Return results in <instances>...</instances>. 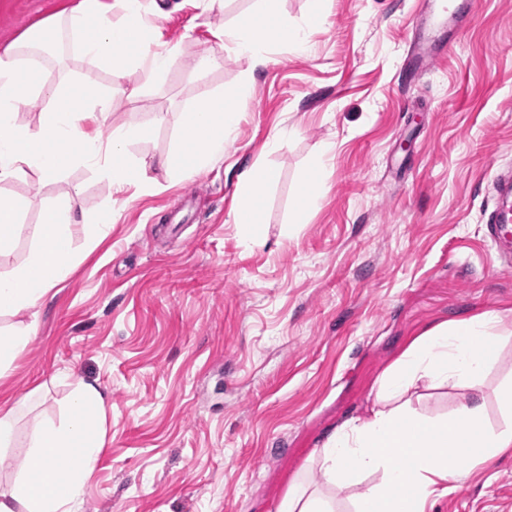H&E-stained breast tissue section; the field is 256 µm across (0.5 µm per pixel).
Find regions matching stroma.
I'll return each instance as SVG.
<instances>
[{
  "label": "stroma",
  "instance_id": "obj_1",
  "mask_svg": "<svg viewBox=\"0 0 512 512\" xmlns=\"http://www.w3.org/2000/svg\"><path fill=\"white\" fill-rule=\"evenodd\" d=\"M179 51L164 77L96 70L111 121L145 129L136 157L168 153L182 109L213 92L251 96L224 155L153 194L109 195L89 169L31 189L0 273L37 245L42 209L69 199L112 228L78 255L39 310L29 345L0 371V405L21 402L0 484L28 453L34 421L60 416L77 384L105 397L104 445L73 512H278L289 480L343 421L362 414L398 354L437 325L497 312L505 337L486 388L512 380V269L485 233L499 168H512V0H476L452 51L405 72L417 0H326L306 53L267 46L252 67L213 33L258 0H156ZM63 0H0V47ZM213 56L200 69L201 56ZM140 87L137 99L124 90ZM276 150L265 145L280 130ZM333 146L320 160L321 143ZM275 168L259 228L234 221L248 164ZM326 173L304 223L305 173ZM83 191L67 197L70 184ZM431 512H512V454L449 480Z\"/></svg>",
  "mask_w": 512,
  "mask_h": 512
}]
</instances>
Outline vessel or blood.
Segmentation results:
<instances>
[{"instance_id":"1","label":"vessel or blood","mask_w":512,"mask_h":512,"mask_svg":"<svg viewBox=\"0 0 512 512\" xmlns=\"http://www.w3.org/2000/svg\"><path fill=\"white\" fill-rule=\"evenodd\" d=\"M419 22L410 46V63L416 72H424L443 58L454 46L458 27L468 18L466 0H419ZM497 195L484 220L490 236L501 226L512 224V172L496 177Z\"/></svg>"}]
</instances>
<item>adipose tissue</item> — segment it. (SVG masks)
<instances>
[{
  "label": "adipose tissue",
  "mask_w": 512,
  "mask_h": 512,
  "mask_svg": "<svg viewBox=\"0 0 512 512\" xmlns=\"http://www.w3.org/2000/svg\"><path fill=\"white\" fill-rule=\"evenodd\" d=\"M78 0L23 32L0 50V183L32 173L33 190L73 166L93 170L111 192L155 190L150 172L187 176L203 170L224 146L240 121V101L203 95L182 113L175 148L159 157H131L129 144L142 129L108 125L111 88L88 78L47 83L44 70L64 45L89 64L111 71H139L140 87L157 82L178 53L177 44L161 41L158 23L144 0ZM323 14V0H311L303 27L291 28L272 11L219 29L237 53L252 65L265 63L264 46L277 37L296 52L306 49L305 31ZM51 103L38 128L17 119L31 100ZM240 178L243 189L235 219L256 224L265 189L277 179L274 169L254 165ZM77 218L65 203L45 207L38 245L26 263L0 274V311L37 316L40 307L75 260L72 226ZM496 313L442 324L420 336L395 361L364 416L345 421L317 454L309 456L324 483L290 482L280 512H336L333 490L350 491L352 512H428L431 499L448 489L449 478L464 480L485 461L512 452V422L497 427L485 420V375L501 344L495 335ZM461 389L465 395L452 413L434 419L412 406L418 389ZM101 392L76 389L66 422L36 421L29 443L33 467L22 470L8 491L0 492V512H71L93 471L102 443L98 422Z\"/></svg>",
  "instance_id": "ef3b65f1"
}]
</instances>
